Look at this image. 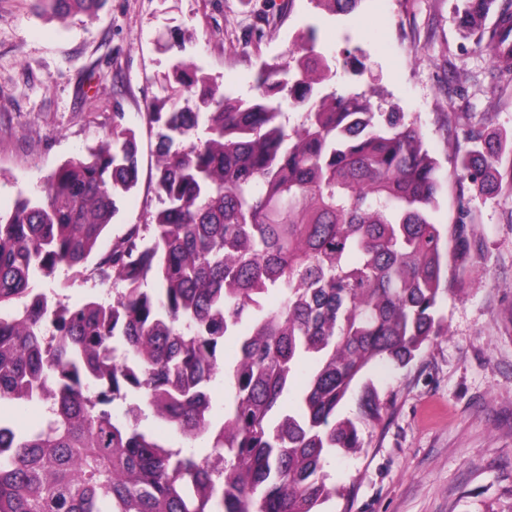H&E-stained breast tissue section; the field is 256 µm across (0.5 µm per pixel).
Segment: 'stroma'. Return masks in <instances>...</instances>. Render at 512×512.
I'll list each match as a JSON object with an SVG mask.
<instances>
[{
	"instance_id": "stroma-1",
	"label": "stroma",
	"mask_w": 512,
	"mask_h": 512,
	"mask_svg": "<svg viewBox=\"0 0 512 512\" xmlns=\"http://www.w3.org/2000/svg\"><path fill=\"white\" fill-rule=\"evenodd\" d=\"M453 5L361 0L334 16L310 0H106L95 18L61 23L31 0H0V214L19 195L39 196L119 112L137 134L139 180L109 232L149 223L157 140L143 115L165 94V43L184 35L186 57L248 98L261 63L287 56L313 26L337 61L366 66L338 75L337 90H379L384 108L416 120L444 176L435 219L452 223L455 127L512 129V86L491 84L490 59L461 37ZM476 208L488 261L449 276L447 335L405 367L371 371L388 404L364 426L359 454L328 458L341 492L325 512H512V194Z\"/></svg>"
}]
</instances>
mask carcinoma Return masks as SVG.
<instances>
[{"instance_id": "obj_1", "label": "carcinoma", "mask_w": 512, "mask_h": 512, "mask_svg": "<svg viewBox=\"0 0 512 512\" xmlns=\"http://www.w3.org/2000/svg\"><path fill=\"white\" fill-rule=\"evenodd\" d=\"M310 2L347 15L360 0ZM455 2L492 78L511 81L512 3ZM104 3L33 0L59 19ZM170 48L169 110L145 113L157 129L150 223L99 251L138 181L135 132L118 123L42 196L0 215V403L49 412L28 433L0 419V512H319L338 493L327 457L358 453L361 423L384 408L369 381L343 417L347 395L371 368L404 367L446 335L448 264L462 276L486 262L473 204L512 189V132L459 128L456 218L438 224L443 176L416 122L367 92L321 93L336 57L314 30L290 60L261 64L251 100L186 63L183 42ZM286 106L300 111L294 125ZM62 269L111 282L112 299L49 303L41 285ZM229 337L238 355L224 366ZM304 365L297 409L280 416ZM150 418L209 451L173 448Z\"/></svg>"}]
</instances>
